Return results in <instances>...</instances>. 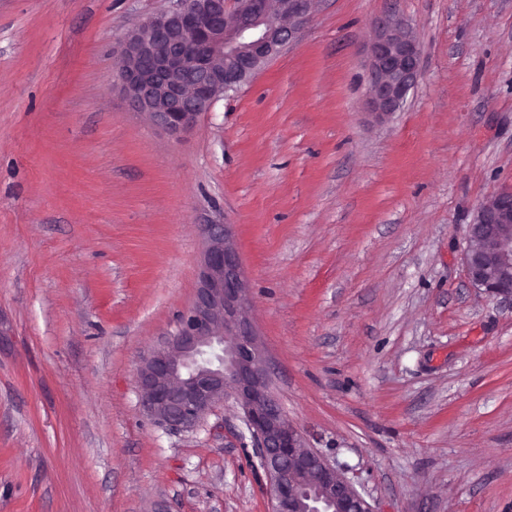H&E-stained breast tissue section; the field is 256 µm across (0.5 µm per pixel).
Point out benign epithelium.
<instances>
[{"instance_id": "7a95c632", "label": "benign epithelium", "mask_w": 512, "mask_h": 512, "mask_svg": "<svg viewBox=\"0 0 512 512\" xmlns=\"http://www.w3.org/2000/svg\"><path fill=\"white\" fill-rule=\"evenodd\" d=\"M116 53L113 87L172 137L191 130L218 98L236 91L298 40L313 0H172ZM421 49L408 26L384 15L370 45L366 109L403 106ZM193 301L137 373L145 413L174 431L195 428L231 400L241 410L268 479L272 512H374L344 473L312 448L273 391L263 343L249 317L244 270L228 224H205ZM462 257L470 285L512 305V192L484 200L467 225Z\"/></svg>"}]
</instances>
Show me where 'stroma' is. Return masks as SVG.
<instances>
[{
  "instance_id": "35a3bbf8",
  "label": "stroma",
  "mask_w": 512,
  "mask_h": 512,
  "mask_svg": "<svg viewBox=\"0 0 512 512\" xmlns=\"http://www.w3.org/2000/svg\"><path fill=\"white\" fill-rule=\"evenodd\" d=\"M169 0H0V512H269L232 403L144 412L142 358L229 224L274 391L375 512H512V306L466 226L512 191V0H314L299 42L173 138L113 90ZM422 53L365 110L374 22Z\"/></svg>"
}]
</instances>
